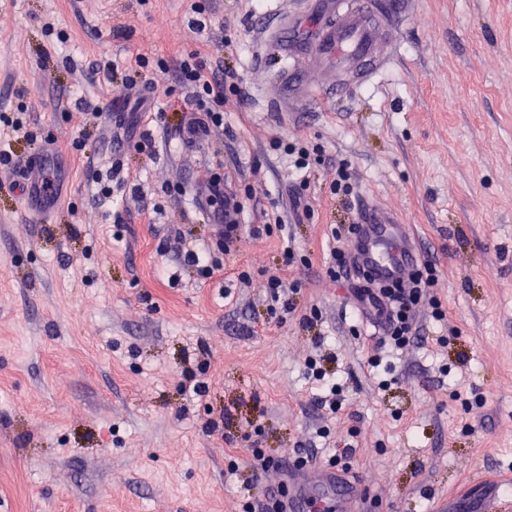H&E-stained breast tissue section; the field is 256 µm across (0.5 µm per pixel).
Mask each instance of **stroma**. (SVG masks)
<instances>
[{
	"instance_id": "stroma-1",
	"label": "stroma",
	"mask_w": 512,
	"mask_h": 512,
	"mask_svg": "<svg viewBox=\"0 0 512 512\" xmlns=\"http://www.w3.org/2000/svg\"><path fill=\"white\" fill-rule=\"evenodd\" d=\"M295 8L0 0V114L34 133L0 134V151L66 159L45 222L0 168V512H241L309 449L313 469L348 467L369 489L363 512H448L473 478L512 471V0H417L370 82L280 109L288 61L262 41ZM224 39L248 102L226 104L223 126L169 77L124 83L136 55H211ZM297 142L318 150L302 189L284 151ZM343 160L348 195L332 189ZM215 170L252 197L206 276L182 255L215 238ZM365 196L411 224L446 313L420 304L421 339L376 368L359 279L327 271L333 229ZM275 272L300 284L285 315Z\"/></svg>"
}]
</instances>
